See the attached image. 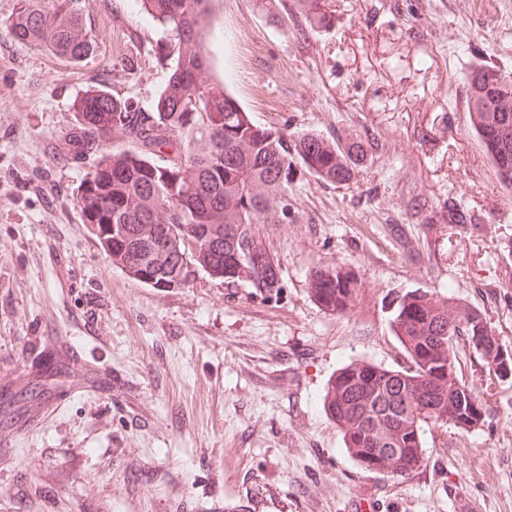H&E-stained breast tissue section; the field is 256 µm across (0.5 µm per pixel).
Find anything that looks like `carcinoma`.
Segmentation results:
<instances>
[{"label": "carcinoma", "mask_w": 512, "mask_h": 512, "mask_svg": "<svg viewBox=\"0 0 512 512\" xmlns=\"http://www.w3.org/2000/svg\"><path fill=\"white\" fill-rule=\"evenodd\" d=\"M162 29L169 76L151 107L140 110L104 89L74 102L67 157L99 154L78 190L83 222L112 263L151 286L166 281L157 260L166 257L179 285L200 267L227 283L245 280L269 295L280 288L277 267L256 240L254 225L278 224L291 176L302 170L331 183L350 179L358 147L329 143L313 133L292 137L256 125L224 86L213 81L204 37L214 0H138ZM24 43L81 60L91 50L77 17L30 0L10 23ZM473 106L470 124L500 182L512 188V74L493 66L467 75ZM112 141V151L101 144ZM165 148L178 162H157ZM311 292L326 311L345 316L360 284L339 266L310 271ZM389 325L408 354L402 370L350 363L329 380L321 406L336 423L347 453L378 469L382 456L398 457L397 475L424 461L422 435L438 423L467 430L482 417V404L466 381L453 416L448 390L437 383L457 376L459 344L486 360L487 370L512 375V353L502 349L482 313L448 296L411 291L397 302ZM423 397V412L406 399Z\"/></svg>", "instance_id": "cac0c4a2"}]
</instances>
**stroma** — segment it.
<instances>
[{"label":"stroma","instance_id":"obj_1","mask_svg":"<svg viewBox=\"0 0 512 512\" xmlns=\"http://www.w3.org/2000/svg\"><path fill=\"white\" fill-rule=\"evenodd\" d=\"M24 0H0V512H512V379L460 348L487 412L427 427L399 477L346 452L319 400L350 363L407 366L395 295H453L512 351V192L471 132L467 74L512 73V0H215L213 78L264 127L363 147L353 177L296 175L256 238L279 292L196 270L147 286L84 224L90 161L62 158L86 90L149 107L168 73L160 27L134 0H53L92 50L74 61L14 39ZM466 215L448 221V204ZM352 270V312L323 310L313 267ZM67 337L111 393L45 367ZM34 416L17 432L10 417Z\"/></svg>","mask_w":512,"mask_h":512}]
</instances>
